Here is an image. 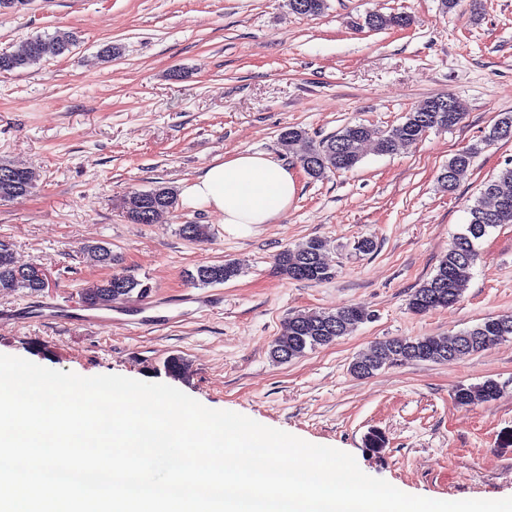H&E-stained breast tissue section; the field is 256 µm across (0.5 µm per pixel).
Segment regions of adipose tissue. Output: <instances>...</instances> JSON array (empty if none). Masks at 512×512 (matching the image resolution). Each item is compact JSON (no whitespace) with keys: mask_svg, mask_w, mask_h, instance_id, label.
<instances>
[{"mask_svg":"<svg viewBox=\"0 0 512 512\" xmlns=\"http://www.w3.org/2000/svg\"><path fill=\"white\" fill-rule=\"evenodd\" d=\"M297 192L293 174L259 152L243 150L213 161L182 190L183 203L220 213L225 227L244 230L273 223Z\"/></svg>","mask_w":512,"mask_h":512,"instance_id":"1","label":"adipose tissue"}]
</instances>
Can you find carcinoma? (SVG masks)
Here are the masks:
<instances>
[{"label":"carcinoma","instance_id":"cac0c4a2","mask_svg":"<svg viewBox=\"0 0 512 512\" xmlns=\"http://www.w3.org/2000/svg\"><path fill=\"white\" fill-rule=\"evenodd\" d=\"M327 6V0H289L290 9L298 15L318 16ZM410 23V17L403 14L373 13L364 20V25L371 30L403 28ZM75 44L76 38L70 32L57 31L30 38L16 51L0 54V71L24 69L48 57L64 55L71 52ZM464 115L465 108L456 97L451 94L436 96L406 113L401 123L388 130L364 123H349L308 147L299 156V163L310 179L322 180L330 173L353 170L369 142L380 154H395L402 147L422 139L431 129H449L460 124ZM304 139L306 132L295 126L280 132L282 144L290 149ZM509 140H512V113H501L479 143L457 151L448 160L438 175L441 188L448 192L455 190L481 148ZM34 182L35 175L31 170L0 163V200L27 195L34 188ZM177 205V190L164 183L147 191L131 192L122 202L125 217L133 224H154ZM500 224H512V166L502 169L485 183L480 196L469 207L464 231L453 238L435 273L412 293L409 309L416 314H426L459 303L471 270L480 259L477 242L489 229ZM325 247V241L310 239L293 248H285L276 256L277 266L284 275L296 281H327L334 273L323 261ZM82 254L95 265L110 266L115 261L112 250L101 244L83 247ZM29 268L30 265L15 260L13 251H8L6 256L0 253V294L43 293L44 287L27 276ZM240 274L239 265L228 261L199 265L187 272L186 278L195 286L205 287L224 284ZM151 290L152 286L130 274L114 272L83 289L81 304L88 309H99L121 299L146 298ZM370 318L371 314L357 305H346L334 311L294 314L288 317L282 333L273 340L270 355L279 363L290 362L303 356L308 349L336 342ZM510 341L511 312L487 317L453 336L396 337L378 341L352 361L350 372L358 378H368L383 367L398 363L457 361ZM498 386L499 383L491 379L476 385H461L455 391V400L461 405L495 401L499 398Z\"/></svg>","mask_w":512,"mask_h":512}]
</instances>
